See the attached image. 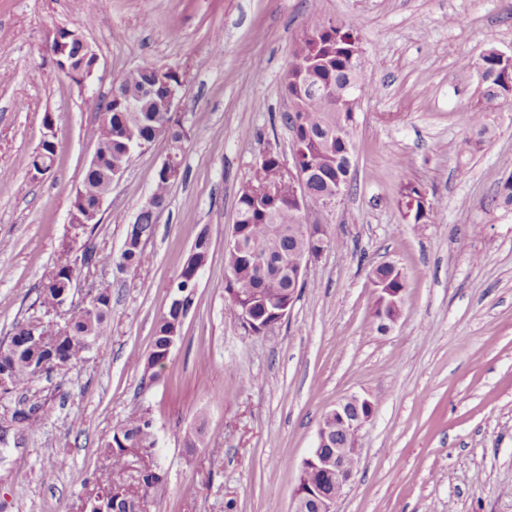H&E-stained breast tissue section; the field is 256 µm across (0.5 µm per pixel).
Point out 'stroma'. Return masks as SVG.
<instances>
[{
    "label": "stroma",
    "mask_w": 512,
    "mask_h": 512,
    "mask_svg": "<svg viewBox=\"0 0 512 512\" xmlns=\"http://www.w3.org/2000/svg\"><path fill=\"white\" fill-rule=\"evenodd\" d=\"M354 26L362 96L355 176L322 213L342 241L313 261L288 316L245 334L228 310L224 239L239 188L269 149L290 160L283 76L310 17ZM82 30L100 58L86 87L58 73L49 32ZM490 49L512 55V0H0V341L37 307L44 270L70 232L69 210L95 149L96 105L115 78L146 65L183 74L190 130L179 180L144 243L148 262L112 287L111 333L86 359L34 384L48 416L9 447L0 512H78L84 480L132 485L140 460L102 466L113 426L150 409L167 482L146 512H290L322 415L349 395L372 401L360 458L335 512H512V210L490 208L512 174V106L487 119L480 147L459 115L478 100ZM57 143L50 171L25 159L45 114ZM164 141L135 153L112 183L93 235L119 252L151 195ZM432 209L404 219L402 183ZM213 257L166 369L143 379L154 326L201 228ZM389 261L408 288L398 322L379 333L373 266ZM196 447L186 445L193 431Z\"/></svg>",
    "instance_id": "obj_1"
}]
</instances>
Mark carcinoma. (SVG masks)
I'll return each mask as SVG.
<instances>
[{"mask_svg": "<svg viewBox=\"0 0 512 512\" xmlns=\"http://www.w3.org/2000/svg\"><path fill=\"white\" fill-rule=\"evenodd\" d=\"M310 72L315 81L336 90L335 102L330 104L322 96L296 94L294 83L284 79V87L291 93L289 99L298 108L283 115V121L295 133L293 149L299 164L311 170L304 192L308 206L318 207L335 193L337 181L348 187L351 177L338 163L342 142L336 138V130L353 126L352 112L344 108L342 98L348 85L363 82L360 69L351 58L361 57V46L351 25L310 18L305 45ZM485 69L483 91L478 105L464 117V126L478 136L487 131L488 113L512 102V69L501 66L497 55L482 57ZM125 101H110L100 111L104 127L98 129L97 140L102 156L96 165L87 166L82 182L74 196L71 208L79 213L83 206L93 205L112 191V171L118 163H129L127 149L136 152L150 146L157 139L155 128L158 121L167 124L165 129L168 150L173 152L177 164H182L184 143L188 131L181 116L171 112H154L153 104L145 97L146 75L142 70L121 77ZM56 157L53 137L43 138L36 151L26 159L29 169L43 168L49 171ZM282 159L278 152L267 150L256 165L250 179L241 187L237 199L236 220L232 232L242 234L244 240L257 245L250 255L242 257L237 252H224V270L227 271L226 292L228 309L234 313L248 311L256 322L263 321L272 301L285 298L288 277L272 263L282 259L293 265L300 259L302 241L301 215L296 200L288 196V190L261 193L257 187L280 183ZM175 183L168 171L156 172L153 197L165 200ZM402 197L404 210L414 223H419L422 208L420 192L410 183L404 185ZM493 202L502 207H512V178L499 183ZM154 214L146 209L139 213V222L127 230L128 238L118 254H104L91 244L94 228L89 224H73V236L62 244L64 261L54 265L43 276L39 286L40 312L17 323L7 342L0 345V376L5 378L0 386V402L4 413L0 416V439H12L36 428L46 413L45 404H30L18 394L35 382L50 378L55 372L69 369L84 359L93 345L110 334L112 314V290L109 285L95 289L84 300L70 299L67 318L61 323L49 320L59 303L63 290L77 280L82 269L95 265H109L120 272L136 270L146 262V255L139 239L149 238L154 229ZM191 252L197 263L209 262L212 257L211 241L207 229H202ZM197 291L187 293L179 303H168L159 315L151 340V350L157 354L168 352L172 331L182 333L186 318L193 309ZM42 324L49 331L42 344L30 343L33 322ZM157 445L156 425L150 409L127 418L112 428V434L102 445L107 457L120 456L127 447L137 448L149 454ZM166 473L159 465L150 471H136L135 484L138 501L144 502L163 489ZM112 485L98 489L93 495H78L80 512H137L135 505L124 501L114 502Z\"/></svg>", "mask_w": 512, "mask_h": 512, "instance_id": "cac0c4a2", "label": "carcinoma"}]
</instances>
